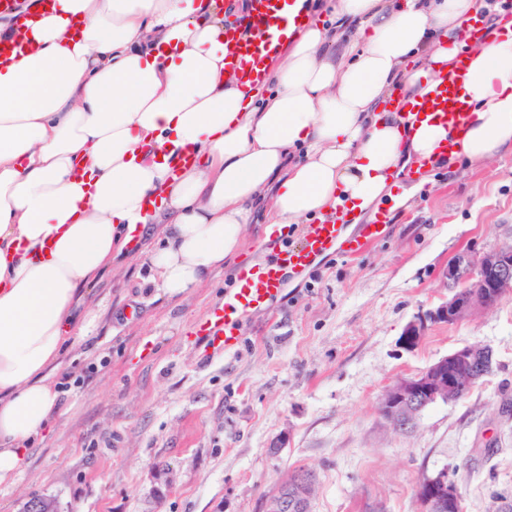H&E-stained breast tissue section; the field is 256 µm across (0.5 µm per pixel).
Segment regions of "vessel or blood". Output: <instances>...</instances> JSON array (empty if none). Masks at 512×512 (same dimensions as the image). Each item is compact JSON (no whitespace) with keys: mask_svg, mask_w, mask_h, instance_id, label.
Returning <instances> with one entry per match:
<instances>
[{"mask_svg":"<svg viewBox=\"0 0 512 512\" xmlns=\"http://www.w3.org/2000/svg\"><path fill=\"white\" fill-rule=\"evenodd\" d=\"M246 16L225 22V67L244 80L262 82L268 79L267 59L280 50L294 27L305 17L296 6L297 0H250ZM468 73L466 55H459L456 66L441 78L429 95L404 100L402 107L410 123H438L453 130H462L468 116V105L460 90ZM349 216L340 223L330 221L315 225L313 231L296 244L283 243L282 229H267V257L256 260L252 268L239 272L235 285L224 294L223 302L213 305L200 321L198 332L211 354L234 348L242 339L241 325L245 318L265 310L282 294L287 276L306 271L316 258L346 245L357 254L379 241L390 225L387 211L381 210L361 225L357 237H343Z\"/></svg>","mask_w":512,"mask_h":512,"instance_id":"vessel-or-blood-1","label":"vessel or blood"}]
</instances>
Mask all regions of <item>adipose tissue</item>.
I'll return each mask as SVG.
<instances>
[{
	"label": "adipose tissue",
	"mask_w": 512,
	"mask_h": 512,
	"mask_svg": "<svg viewBox=\"0 0 512 512\" xmlns=\"http://www.w3.org/2000/svg\"><path fill=\"white\" fill-rule=\"evenodd\" d=\"M270 62L275 88L224 68L235 0H15L0 39V484L57 420L63 344L88 338L73 310L139 226L145 258L178 300L236 257L254 206L275 223L374 214L407 165L512 155V16L485 0H333ZM354 38L341 42L340 29ZM467 54L470 117L455 149L439 124L404 129L399 96L422 97ZM303 160H295L297 149ZM189 150L193 164L168 160Z\"/></svg>",
	"instance_id": "ef3b65f1"
}]
</instances>
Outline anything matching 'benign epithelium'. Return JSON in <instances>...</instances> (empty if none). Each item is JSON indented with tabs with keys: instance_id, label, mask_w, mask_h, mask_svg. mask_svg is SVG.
<instances>
[{
	"instance_id": "obj_1",
	"label": "benign epithelium",
	"mask_w": 512,
	"mask_h": 512,
	"mask_svg": "<svg viewBox=\"0 0 512 512\" xmlns=\"http://www.w3.org/2000/svg\"><path fill=\"white\" fill-rule=\"evenodd\" d=\"M449 290L446 301L415 317L404 329L400 345L416 348L429 327L455 324L479 310H486L512 295V242L478 256L465 253L448 262L443 274ZM491 353L478 345L458 348L436 360L424 371L400 378L383 394L379 411L399 432L413 430L421 413L437 401H451L462 384L483 373ZM315 482L313 471L302 468L291 474L263 504V512H311ZM419 494L434 512H460L462 496L455 480L443 470L419 484ZM47 498H28L21 512H53Z\"/></svg>"
}]
</instances>
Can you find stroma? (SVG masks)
Instances as JSON below:
<instances>
[{
	"instance_id": "35a3bbf8",
	"label": "stroma",
	"mask_w": 512,
	"mask_h": 512,
	"mask_svg": "<svg viewBox=\"0 0 512 512\" xmlns=\"http://www.w3.org/2000/svg\"><path fill=\"white\" fill-rule=\"evenodd\" d=\"M416 185L398 174L383 198V238L358 254L318 257L287 277L281 297L248 317L232 351L204 357L196 323L265 242L260 202L244 250L179 301L154 295L143 231L79 311L89 340L64 344L53 432L37 440L0 512L31 496L58 512H262L298 466L314 470L312 512H418L425 477L455 471L464 512L512 505V296L402 349L406 325L444 301L443 272L462 252L512 241V155L488 166L437 165ZM464 345L492 352V372L456 401H439L408 433L379 400L397 379ZM286 444L277 453V439Z\"/></svg>"
}]
</instances>
